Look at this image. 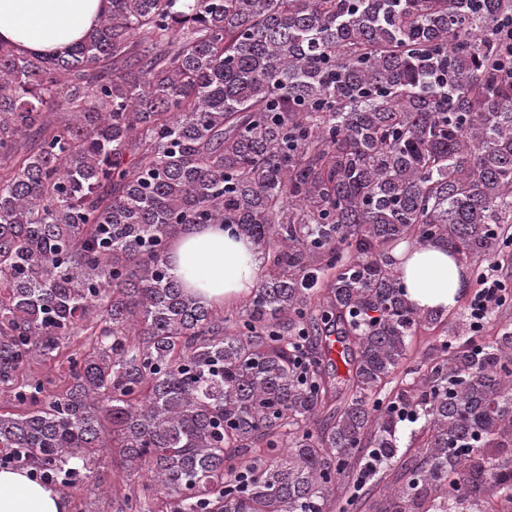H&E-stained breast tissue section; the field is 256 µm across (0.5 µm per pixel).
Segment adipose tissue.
Listing matches in <instances>:
<instances>
[{
  "mask_svg": "<svg viewBox=\"0 0 512 512\" xmlns=\"http://www.w3.org/2000/svg\"><path fill=\"white\" fill-rule=\"evenodd\" d=\"M112 0H0V42L30 55L68 51L109 11ZM406 285V299L421 311L453 310L464 295L467 270L447 248L398 245L390 253ZM170 271L185 291L221 308L251 295L264 264L249 239L231 238L212 224H186L172 238ZM0 512H70L56 488L32 481L26 471L0 470Z\"/></svg>",
  "mask_w": 512,
  "mask_h": 512,
  "instance_id": "adipose-tissue-1",
  "label": "adipose tissue"
}]
</instances>
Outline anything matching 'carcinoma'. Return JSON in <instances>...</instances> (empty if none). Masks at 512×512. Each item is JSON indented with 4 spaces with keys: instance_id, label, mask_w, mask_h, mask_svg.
Segmentation results:
<instances>
[{
    "instance_id": "obj_1",
    "label": "carcinoma",
    "mask_w": 512,
    "mask_h": 512,
    "mask_svg": "<svg viewBox=\"0 0 512 512\" xmlns=\"http://www.w3.org/2000/svg\"><path fill=\"white\" fill-rule=\"evenodd\" d=\"M511 223L512 0H112L64 54L0 43V465L78 488L108 454L143 477L116 512H332L395 463L374 512H499L512 329L380 398L445 322L385 252ZM184 224L270 263L230 327L168 271ZM398 440L401 451H407V456L424 455L427 448H419L422 444L421 432L419 426L410 424L402 427L398 431Z\"/></svg>"
}]
</instances>
